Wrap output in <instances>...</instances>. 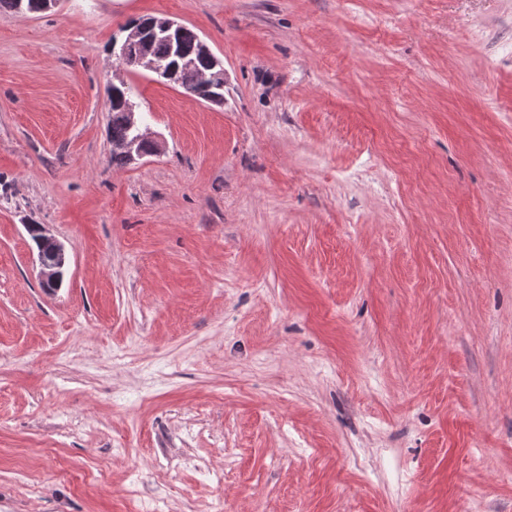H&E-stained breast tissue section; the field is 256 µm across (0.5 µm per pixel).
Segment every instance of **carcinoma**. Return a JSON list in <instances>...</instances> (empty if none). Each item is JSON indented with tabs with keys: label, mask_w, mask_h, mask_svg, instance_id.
Masks as SVG:
<instances>
[{
	"label": "carcinoma",
	"mask_w": 512,
	"mask_h": 512,
	"mask_svg": "<svg viewBox=\"0 0 512 512\" xmlns=\"http://www.w3.org/2000/svg\"><path fill=\"white\" fill-rule=\"evenodd\" d=\"M0 11L37 13L44 11V0H0ZM154 56L176 69L177 86L199 99L216 104L224 103V88L215 85L207 88L204 78L219 71L217 56L206 55L199 49V36L187 27L180 29L172 38L158 35L150 41ZM131 98V89L116 84L110 90L109 133L111 141L130 140L135 130L130 128L127 117V102Z\"/></svg>",
	"instance_id": "cac0c4a2"
}]
</instances>
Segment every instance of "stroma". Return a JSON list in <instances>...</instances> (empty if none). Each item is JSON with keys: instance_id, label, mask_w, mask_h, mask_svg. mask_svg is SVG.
<instances>
[{"instance_id": "obj_1", "label": "stroma", "mask_w": 512, "mask_h": 512, "mask_svg": "<svg viewBox=\"0 0 512 512\" xmlns=\"http://www.w3.org/2000/svg\"><path fill=\"white\" fill-rule=\"evenodd\" d=\"M150 16L224 102L116 167ZM0 512H512V0L0 12ZM119 83L128 85V83L124 79H119ZM119 83L116 84L114 83V81H112V85L116 84V87L114 89L111 88L109 90V133L110 139L113 142L112 148L114 150H118L112 151V164L123 165L131 161L128 155L125 153L134 155V158L135 156L143 157L145 155H152L157 153L160 150V148L157 141L154 140L149 128L145 132H143L142 129L137 130V136L135 137V139L130 140L135 136V130L132 128L137 126V113L135 112L137 104L132 101L128 102V100L131 98V87L127 88ZM127 108L129 110L128 115L130 119V125L127 117ZM130 126L132 128H130ZM123 140L128 141L115 142ZM144 144L148 145L149 147L147 152H145L142 149V145ZM42 240L51 246V254L46 258L43 253L37 254V261L42 270L41 284L58 288L62 282L64 275V267L66 265V253L62 244L51 236H47L40 225Z\"/></svg>"}]
</instances>
